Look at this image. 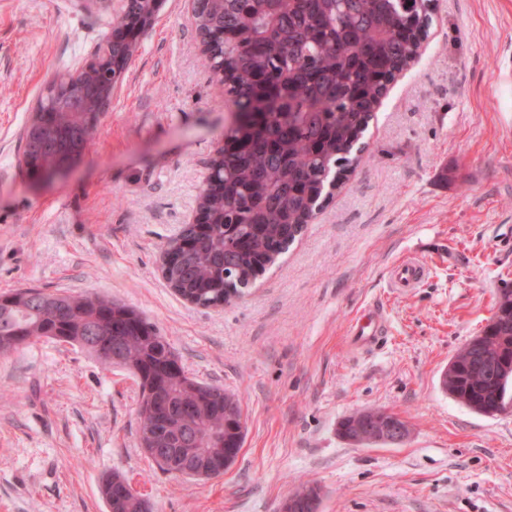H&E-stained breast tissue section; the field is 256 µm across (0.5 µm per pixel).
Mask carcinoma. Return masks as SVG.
<instances>
[{
  "mask_svg": "<svg viewBox=\"0 0 512 512\" xmlns=\"http://www.w3.org/2000/svg\"><path fill=\"white\" fill-rule=\"evenodd\" d=\"M157 0H126L112 20V61L119 70L87 62L76 77L52 81L26 126L19 165L39 175L58 162L77 164L108 110L112 89L132 61L134 29L152 27ZM432 0H199L197 30L211 38L205 62L239 112L267 102L263 127L224 132V159L201 191L211 224L193 245L173 254L171 279L203 305L229 303L248 288L302 234L336 163L353 155L398 73L416 60L427 35ZM503 317L481 342L464 345L448 363V393L470 410L494 415L512 407V288L501 292ZM125 305L98 296L72 297L38 289L0 295V356L42 338L78 345L105 366L95 345L120 340L122 361L139 381L141 442L201 433L239 453L243 437L236 397L190 378L169 342L142 315L122 324ZM167 398L162 423H153L146 389ZM120 473L102 480L109 512H153L149 498Z\"/></svg>",
  "mask_w": 512,
  "mask_h": 512,
  "instance_id": "obj_1",
  "label": "carcinoma"
}]
</instances>
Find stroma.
Here are the masks:
<instances>
[{
	"instance_id": "obj_1",
	"label": "stroma",
	"mask_w": 512,
	"mask_h": 512,
	"mask_svg": "<svg viewBox=\"0 0 512 512\" xmlns=\"http://www.w3.org/2000/svg\"><path fill=\"white\" fill-rule=\"evenodd\" d=\"M117 6L0 0V294L135 309L190 376L239 398L243 447L217 479L160 471L140 443L136 378L43 339L0 356V512H108L114 472L156 512H279L303 483L320 512H512V408L474 413L442 384L512 286V0H434L425 50L370 121L360 165L221 308L187 303L160 273L235 119L188 0H162L73 171L37 183L19 167L48 82L85 66ZM410 258L426 279L392 288ZM369 308L386 329L362 346L349 330ZM370 409L400 416L406 440L339 435Z\"/></svg>"
}]
</instances>
